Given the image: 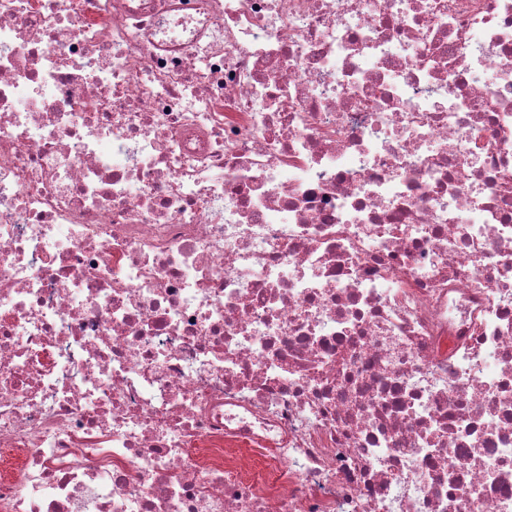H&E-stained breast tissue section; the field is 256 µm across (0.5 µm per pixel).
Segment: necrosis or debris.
<instances>
[{
  "mask_svg": "<svg viewBox=\"0 0 512 512\" xmlns=\"http://www.w3.org/2000/svg\"><path fill=\"white\" fill-rule=\"evenodd\" d=\"M0 512H512V0H0Z\"/></svg>",
  "mask_w": 512,
  "mask_h": 512,
  "instance_id": "obj_1",
  "label": "necrosis or debris"
}]
</instances>
